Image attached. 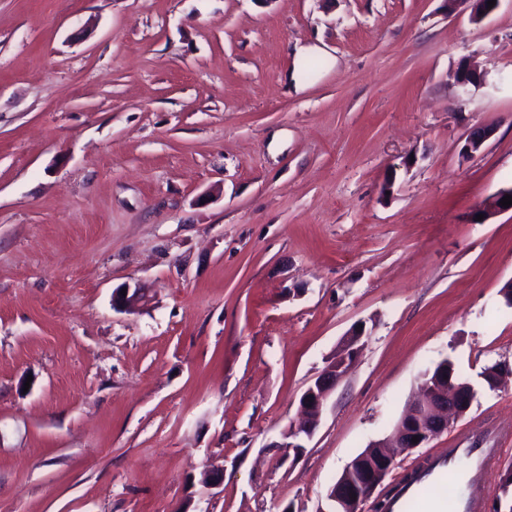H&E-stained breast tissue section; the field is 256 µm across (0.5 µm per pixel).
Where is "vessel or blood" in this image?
<instances>
[{"instance_id": "obj_1", "label": "vessel or blood", "mask_w": 512, "mask_h": 512, "mask_svg": "<svg viewBox=\"0 0 512 512\" xmlns=\"http://www.w3.org/2000/svg\"><path fill=\"white\" fill-rule=\"evenodd\" d=\"M497 454L493 448H439L411 470L389 502L390 512H410L425 502L424 512H482L490 494L481 478Z\"/></svg>"}]
</instances>
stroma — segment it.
<instances>
[{
    "label": "stroma",
    "mask_w": 512,
    "mask_h": 512,
    "mask_svg": "<svg viewBox=\"0 0 512 512\" xmlns=\"http://www.w3.org/2000/svg\"><path fill=\"white\" fill-rule=\"evenodd\" d=\"M511 186L512 0L479 26L448 0H0V512H317L445 360L469 412L378 492L479 441L494 512L512 213L473 214ZM134 281L149 302L113 310ZM494 133L495 127L491 124L473 127L465 137L463 152L468 156L479 153ZM362 336V327L353 328L343 340L340 352L301 395L299 400L301 418L288 429V442L279 445L280 448H292L294 460L297 456L296 450L305 448L304 442L313 437L330 393L343 380L359 352Z\"/></svg>",
    "instance_id": "stroma-1"
}]
</instances>
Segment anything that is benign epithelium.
<instances>
[{
    "label": "benign epithelium",
    "mask_w": 512,
    "mask_h": 512,
    "mask_svg": "<svg viewBox=\"0 0 512 512\" xmlns=\"http://www.w3.org/2000/svg\"><path fill=\"white\" fill-rule=\"evenodd\" d=\"M488 7V0H448L449 12H454L460 3L470 4V19L479 24L499 8ZM487 72L467 61L461 67L457 82L462 93L467 94L486 84ZM491 124L473 127L466 135L463 152L472 156L480 152L486 142L494 135ZM512 191L501 190L487 208L477 209V213L488 219L499 212L512 211V205L502 207L499 202ZM126 294L116 288L112 294V307L116 311H132L146 302L147 292L136 282L124 285ZM363 330L352 329L343 340L342 349L310 384L299 400L300 419L288 429V441L280 444L282 448H302L310 440L321 419L325 403L330 393L343 380L351 363L356 358ZM476 398V390L471 384H459L448 371V362L439 363L432 371L423 376L419 395L415 402L404 412L396 425V438L391 446L373 444L365 449L357 466L346 468L333 493L327 500L344 506V512H363L362 506L372 498L377 488L390 473L397 455L420 448L430 440L440 436L470 410ZM418 442H412V438Z\"/></svg>",
    "instance_id": "1"
}]
</instances>
